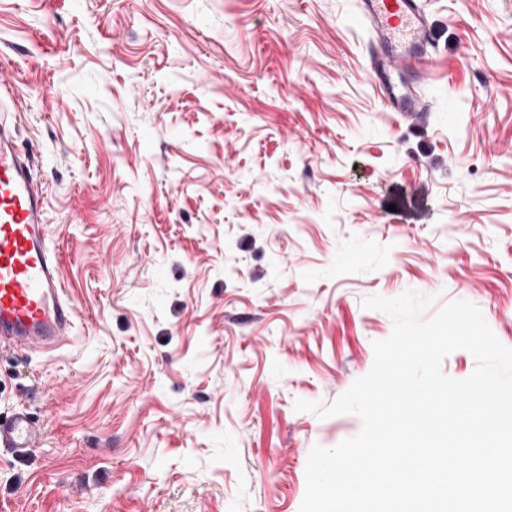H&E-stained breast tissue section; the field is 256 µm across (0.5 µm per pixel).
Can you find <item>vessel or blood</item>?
<instances>
[{"mask_svg":"<svg viewBox=\"0 0 512 512\" xmlns=\"http://www.w3.org/2000/svg\"><path fill=\"white\" fill-rule=\"evenodd\" d=\"M358 22L371 36V76L395 112L428 111L424 96L432 62L422 0H359ZM0 64V349L45 353L74 332L75 303L52 244L44 188L35 159L18 145L22 114ZM44 420L28 408L0 421V450L27 457L45 436Z\"/></svg>","mask_w":512,"mask_h":512,"instance_id":"b4317fda","label":"vessel or blood"}]
</instances>
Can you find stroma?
<instances>
[{
	"instance_id": "stroma-1",
	"label": "stroma",
	"mask_w": 512,
	"mask_h": 512,
	"mask_svg": "<svg viewBox=\"0 0 512 512\" xmlns=\"http://www.w3.org/2000/svg\"><path fill=\"white\" fill-rule=\"evenodd\" d=\"M358 0H0L52 240L61 349L0 354V512H299V412L393 330L363 299L476 305L512 347V0H426L429 112L378 97ZM45 430V421L27 407L16 408L9 418L0 421V450L22 460L41 444Z\"/></svg>"
}]
</instances>
